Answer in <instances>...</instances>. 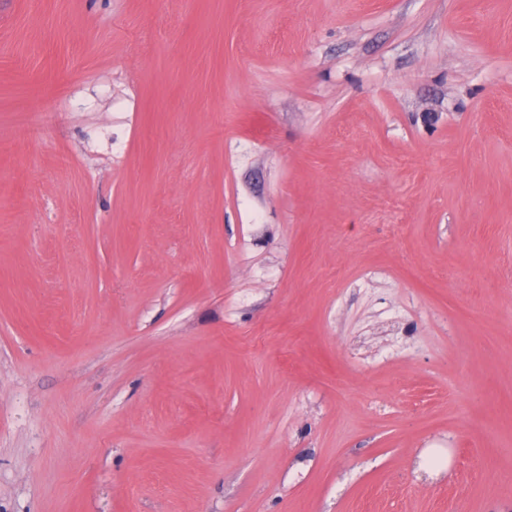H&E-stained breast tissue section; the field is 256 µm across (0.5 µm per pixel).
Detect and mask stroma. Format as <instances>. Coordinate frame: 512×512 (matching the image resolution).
<instances>
[{
    "instance_id": "obj_1",
    "label": "stroma",
    "mask_w": 512,
    "mask_h": 512,
    "mask_svg": "<svg viewBox=\"0 0 512 512\" xmlns=\"http://www.w3.org/2000/svg\"><path fill=\"white\" fill-rule=\"evenodd\" d=\"M0 512H512V0H0Z\"/></svg>"
}]
</instances>
